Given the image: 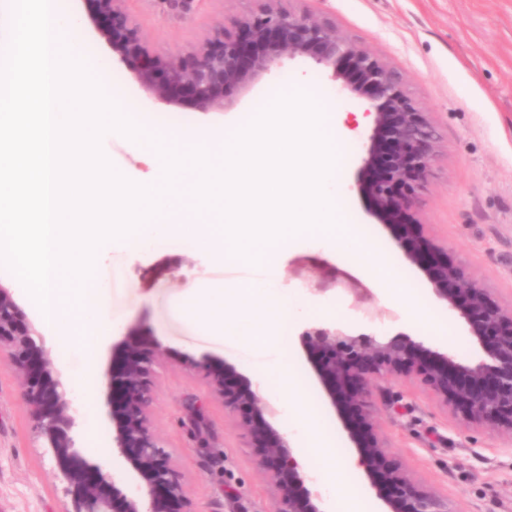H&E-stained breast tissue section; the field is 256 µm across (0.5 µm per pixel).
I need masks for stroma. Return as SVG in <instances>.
<instances>
[{
	"label": "stroma",
	"instance_id": "1",
	"mask_svg": "<svg viewBox=\"0 0 512 512\" xmlns=\"http://www.w3.org/2000/svg\"><path fill=\"white\" fill-rule=\"evenodd\" d=\"M263 0H194L174 11L162 0H128L127 8L150 46L161 55H184L225 17L257 11ZM297 8L331 18L337 31L400 69L423 111L429 112L444 150L419 218L449 258L464 263L469 277L502 307H512V0H297ZM319 91L323 109L340 115L363 111L362 103L338 98L326 72L311 59L284 60L231 112L177 108L179 124L234 129L259 111L270 90ZM102 149L128 177L162 174L157 152L139 142L113 139ZM251 269L215 263L209 255L176 242L138 250H106L93 275L109 285L107 304L122 328L158 337L165 352L155 370L154 426L184 476L193 512H272L275 489L259 465L241 412L225 410L185 359L208 356L234 364L255 378L258 359L237 340L209 336L175 312L183 293L200 285L245 282ZM272 274L301 304L303 316L343 317L365 288L369 327L420 338L408 316L389 323L398 304L377 294L376 284L352 263L337 259L329 243L303 236L282 252ZM294 378L301 393L270 395L279 410L315 403L332 441L336 463L352 451L333 409L324 399L294 326ZM108 349L95 367L93 412L82 415L80 439L92 462L112 458V427L104 414ZM374 418L390 459L422 485L448 496L458 512H512V441L488 428L465 426L420 377L394 375L374 389ZM330 497H359L368 512L379 503L361 472L351 468ZM70 506L49 453L38 448L30 410L15 375L0 365V512H67Z\"/></svg>",
	"mask_w": 512,
	"mask_h": 512
}]
</instances>
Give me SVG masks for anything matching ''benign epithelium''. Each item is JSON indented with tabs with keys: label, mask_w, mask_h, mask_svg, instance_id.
I'll list each match as a JSON object with an SVG mask.
<instances>
[{
	"label": "benign epithelium",
	"mask_w": 512,
	"mask_h": 512,
	"mask_svg": "<svg viewBox=\"0 0 512 512\" xmlns=\"http://www.w3.org/2000/svg\"><path fill=\"white\" fill-rule=\"evenodd\" d=\"M84 21L112 51L133 81L154 102L200 112H226L253 92L285 58L309 57L346 99L365 104L369 132L355 184L366 214L404 244L434 296L469 326L485 353L475 363L417 341L405 332H363L351 318L322 322L301 333L324 396L337 412L384 512H458L447 497L417 483L385 452L373 424L375 381L394 374L417 375L467 426L488 427L512 440V308L493 303L483 285L448 260L425 235L418 213L441 150L429 113L411 97L403 74L339 35L332 20L291 10L282 0H264L256 12L235 16L206 35L187 55L161 56L127 10V0H82ZM164 347L146 346L130 328L112 345L106 416L112 449L135 473L139 494L116 486L113 476L83 455L78 409L67 382L12 290L0 284V354L16 376L30 407L31 425L59 472L70 512H192L181 471L153 421L154 362ZM187 366L202 375L211 395L236 412L250 410L243 426L259 465L277 490L273 512H327L319 491L310 489L289 433L266 416L275 411L258 391L241 384L230 364L205 357Z\"/></svg>",
	"instance_id": "benign-epithelium-1"
}]
</instances>
